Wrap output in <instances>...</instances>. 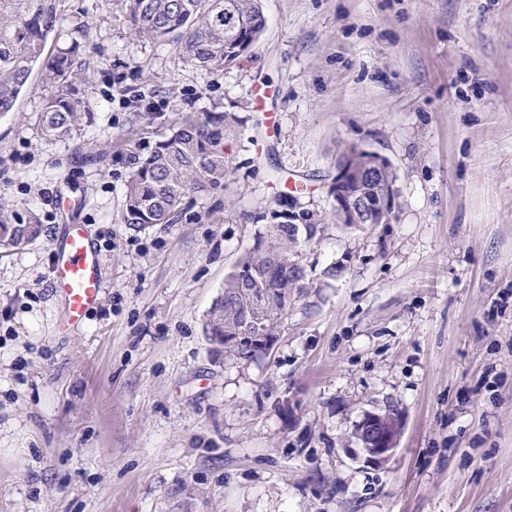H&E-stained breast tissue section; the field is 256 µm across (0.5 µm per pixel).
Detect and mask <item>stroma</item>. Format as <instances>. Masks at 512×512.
Segmentation results:
<instances>
[{"label":"stroma","mask_w":512,"mask_h":512,"mask_svg":"<svg viewBox=\"0 0 512 512\" xmlns=\"http://www.w3.org/2000/svg\"><path fill=\"white\" fill-rule=\"evenodd\" d=\"M58 8L49 49L88 25L89 118L47 140L35 72L0 120V207L44 226L0 247V512H512V0H261L251 58L214 73L122 0ZM209 111L234 118L223 188L122 224L132 154ZM350 145L395 168L394 223H335ZM274 209L325 221L309 288L260 357H214L203 323ZM70 224L105 288L65 333ZM388 407L396 452L365 462L353 428Z\"/></svg>","instance_id":"35a3bbf8"}]
</instances>
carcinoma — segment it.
<instances>
[{
    "label": "carcinoma",
    "mask_w": 512,
    "mask_h": 512,
    "mask_svg": "<svg viewBox=\"0 0 512 512\" xmlns=\"http://www.w3.org/2000/svg\"><path fill=\"white\" fill-rule=\"evenodd\" d=\"M59 0H0V118L14 112L34 69L41 71L44 96L40 112L43 135L68 137L85 117L79 97V66L86 54L85 26L75 29L69 45L47 52L57 34ZM128 20L139 37L171 41L181 59L196 68L221 71L248 57L266 25L260 0H124ZM231 120L223 112H182L155 144L132 159L121 223L132 230L173 223L189 194L224 187L228 164L224 132ZM271 242L258 243L242 256L224 280V292L212 305L204 336H235L249 326L252 346L232 352L252 360L264 353L288 316L291 293H304L309 281L292 253L299 228L308 241L323 223L308 211L294 215L269 212ZM36 214H0V245L20 246L40 234Z\"/></svg>",
    "instance_id": "carcinoma-1"
}]
</instances>
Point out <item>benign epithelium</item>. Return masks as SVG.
<instances>
[{"label": "benign epithelium", "instance_id": "obj_1", "mask_svg": "<svg viewBox=\"0 0 512 512\" xmlns=\"http://www.w3.org/2000/svg\"><path fill=\"white\" fill-rule=\"evenodd\" d=\"M389 160L370 150L364 169L357 170L336 164L332 193L336 201V219L340 224H389L396 207L395 183L378 179L386 171ZM366 178L367 188L352 194L346 186L355 178ZM354 433L366 461L381 464L387 461L398 447L402 433L401 416L390 411L366 412L355 425Z\"/></svg>", "mask_w": 512, "mask_h": 512}]
</instances>
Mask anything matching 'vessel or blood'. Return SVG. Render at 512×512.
Wrapping results in <instances>:
<instances>
[{
  "instance_id": "vessel-or-blood-1",
  "label": "vessel or blood",
  "mask_w": 512,
  "mask_h": 512,
  "mask_svg": "<svg viewBox=\"0 0 512 512\" xmlns=\"http://www.w3.org/2000/svg\"><path fill=\"white\" fill-rule=\"evenodd\" d=\"M52 283L65 302L63 329L80 326L102 295L103 279L99 254L82 224L67 225L54 243Z\"/></svg>"
}]
</instances>
